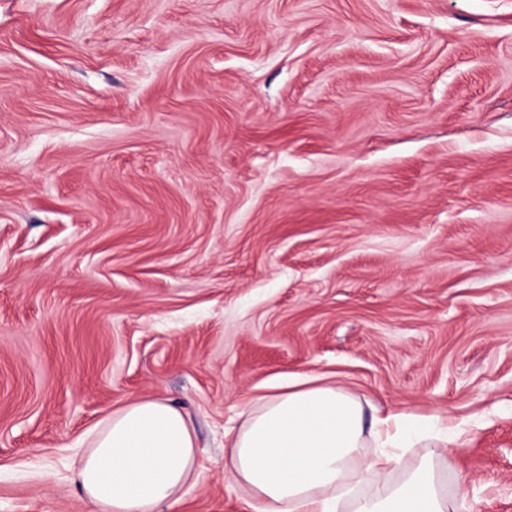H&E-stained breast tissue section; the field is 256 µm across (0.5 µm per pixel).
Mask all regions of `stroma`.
<instances>
[{
    "instance_id": "obj_1",
    "label": "stroma",
    "mask_w": 512,
    "mask_h": 512,
    "mask_svg": "<svg viewBox=\"0 0 512 512\" xmlns=\"http://www.w3.org/2000/svg\"><path fill=\"white\" fill-rule=\"evenodd\" d=\"M292 376L512 512V0H0V512H87L144 398L197 434L160 512H251L224 432Z\"/></svg>"
}]
</instances>
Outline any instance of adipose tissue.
Returning <instances> with one entry per match:
<instances>
[{"label": "adipose tissue", "instance_id": "1", "mask_svg": "<svg viewBox=\"0 0 512 512\" xmlns=\"http://www.w3.org/2000/svg\"><path fill=\"white\" fill-rule=\"evenodd\" d=\"M438 418L387 412L365 416L361 403L332 386L290 382L250 401L240 427L227 432L224 477L244 488L252 512H335L351 477H383L396 468L413 433ZM376 459H360L367 444ZM197 475L189 417L147 398L107 414L90 432L74 481L89 512H158L179 500ZM435 466L422 459L383 495L353 512H449Z\"/></svg>", "mask_w": 512, "mask_h": 512}]
</instances>
